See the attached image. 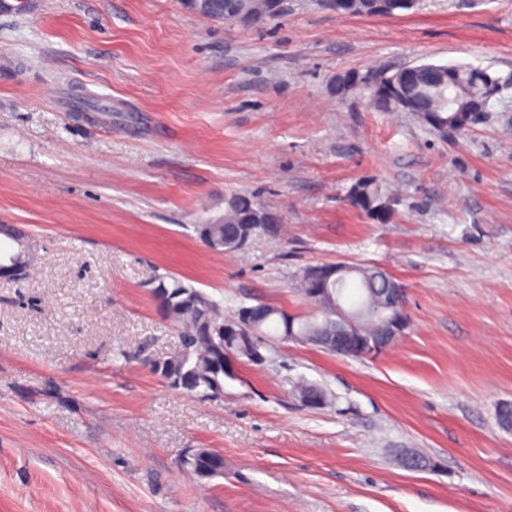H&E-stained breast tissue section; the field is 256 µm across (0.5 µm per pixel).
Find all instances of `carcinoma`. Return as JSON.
<instances>
[{
    "mask_svg": "<svg viewBox=\"0 0 512 512\" xmlns=\"http://www.w3.org/2000/svg\"><path fill=\"white\" fill-rule=\"evenodd\" d=\"M337 13L347 16H390L411 9L414 0H333ZM270 0H209L202 16L213 20L257 25L281 16ZM381 92L371 103L382 112H407L436 131L468 130L471 116L480 115L506 79L486 69L467 64L423 63L391 72H372ZM364 75L346 72L336 76L333 92L342 99ZM345 200L378 224H388L399 205L397 195L389 192L373 176L356 180ZM259 210L254 196L234 193L224 197V214L194 225L199 240L216 253L239 249L244 219ZM14 242L11 253L17 264L26 263L24 234L15 227L0 230ZM397 283L385 271L374 266L345 263L319 264L304 268L295 288L315 306L311 315H296L275 306L258 303L249 306L252 316L244 322L239 306L231 314L224 304L205 291L166 274L155 281L151 294L163 317L180 332L181 347L175 354L149 361L152 372L170 387L200 397L224 395L226 381L238 378L237 366L253 363L255 352L271 338L294 336L297 343L321 346L336 336L338 312L349 320L352 351L346 357L363 359L366 342L380 335L392 322L408 324L404 313H396L384 288ZM181 468L197 481L224 474V457L212 448H197Z\"/></svg>",
    "mask_w": 512,
    "mask_h": 512,
    "instance_id": "carcinoma-1",
    "label": "carcinoma"
}]
</instances>
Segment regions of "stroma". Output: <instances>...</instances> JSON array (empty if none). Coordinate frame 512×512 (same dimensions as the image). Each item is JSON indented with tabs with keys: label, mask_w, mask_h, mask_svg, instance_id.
Wrapping results in <instances>:
<instances>
[{
	"label": "stroma",
	"mask_w": 512,
	"mask_h": 512,
	"mask_svg": "<svg viewBox=\"0 0 512 512\" xmlns=\"http://www.w3.org/2000/svg\"><path fill=\"white\" fill-rule=\"evenodd\" d=\"M0 11V224L31 275L0 281V512H512V86L438 132L337 74L424 62L512 72V0H417L349 17L284 0L243 27L183 0H33ZM400 191L391 223L344 200ZM245 191L274 231L217 254L201 218ZM375 265L409 326L355 360L274 341L220 400L147 366L180 339L169 273L224 303L304 314L305 267ZM328 401L303 406L296 383ZM213 448L223 476L178 463ZM4 238L14 242L17 245V249L8 255L7 258L14 259L15 263L5 264L4 266H0V278L1 280H11L17 279L21 276V273L24 271V268H30L31 264L34 261L32 253L30 250L27 252L28 261L27 264L23 267L16 265L17 264H25L26 263V251L24 247V237L25 235L15 227H5L2 229V234Z\"/></svg>",
	"instance_id": "35a3bbf8"
}]
</instances>
